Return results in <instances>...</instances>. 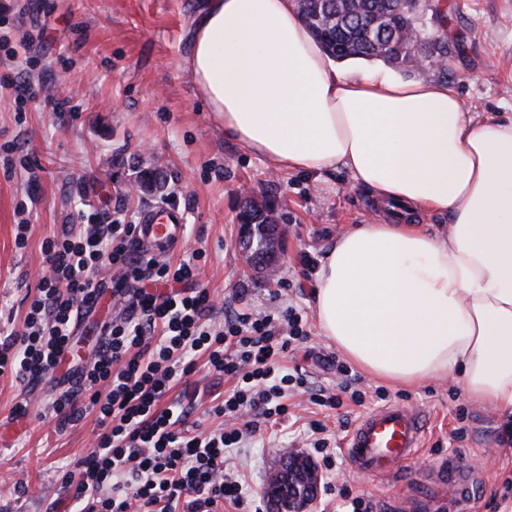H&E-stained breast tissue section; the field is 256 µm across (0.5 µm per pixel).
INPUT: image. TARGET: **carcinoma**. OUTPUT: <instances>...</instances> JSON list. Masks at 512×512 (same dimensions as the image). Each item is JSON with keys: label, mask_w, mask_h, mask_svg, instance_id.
Wrapping results in <instances>:
<instances>
[{"label": "carcinoma", "mask_w": 512, "mask_h": 512, "mask_svg": "<svg viewBox=\"0 0 512 512\" xmlns=\"http://www.w3.org/2000/svg\"><path fill=\"white\" fill-rule=\"evenodd\" d=\"M299 14L338 59H382L412 68L419 47L434 59L448 57V12L427 0H309ZM238 221L250 225L252 252L266 253L269 225L276 223L267 201H245Z\"/></svg>", "instance_id": "obj_1"}]
</instances>
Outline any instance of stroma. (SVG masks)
<instances>
[{
  "label": "stroma",
  "instance_id": "1",
  "mask_svg": "<svg viewBox=\"0 0 512 512\" xmlns=\"http://www.w3.org/2000/svg\"><path fill=\"white\" fill-rule=\"evenodd\" d=\"M448 12V82L478 119L512 115V0H435ZM7 33L13 58L0 57V145L14 142L33 166H0V332L21 327L36 292L41 246L79 213L125 202L129 212L176 197L184 215L182 257L202 250L201 284L219 302L239 309L294 305L307 315L309 338L288 353V367L305 369L314 388H335L328 367L337 356L321 336L313 288L301 259H323L352 224H380L384 216L370 189L336 170L312 176L277 169L224 136L197 98L182 62L189 33L205 0H8ZM40 88L38 101L20 104L24 84ZM66 98L71 109L55 110ZM275 207L281 231L276 278L248 268L237 247L242 186ZM28 224L25 248L15 245L18 224ZM361 404L319 407L291 396L292 425H263L237 452L251 512H269L266 478L284 450L304 451L300 430L313 420L330 439H343L364 413L384 403L415 405L429 417L424 447L399 477L381 480L345 471L352 495L372 512H402L403 500L424 498L428 475L441 462L467 464L474 482L466 502L446 512H498L512 499V446L501 444L496 413L470 401L460 386L431 380L392 386L348 365ZM230 380L197 368L170 399L189 407L199 429L215 428L213 413ZM54 383L25 385L0 377V512H71L67 475L95 443L89 420L56 431L47 409Z\"/></svg>",
  "mask_w": 512,
  "mask_h": 512
}]
</instances>
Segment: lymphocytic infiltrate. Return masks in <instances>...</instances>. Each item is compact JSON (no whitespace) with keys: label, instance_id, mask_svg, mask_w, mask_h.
<instances>
[{"label":"lymphocytic infiltrate","instance_id":"1","mask_svg":"<svg viewBox=\"0 0 512 512\" xmlns=\"http://www.w3.org/2000/svg\"><path fill=\"white\" fill-rule=\"evenodd\" d=\"M43 267L21 329L0 338V376L35 384L64 371L71 386L48 401L57 428L92 418L95 444L69 485L81 512H239L247 502L232 460L263 424L285 420L288 394L306 388L286 353L308 338L295 307L218 310L199 287L200 252L172 262L144 253L135 227L111 214L62 225L42 244ZM109 296L90 359L77 355L74 329ZM233 379L215 407L219 428L191 427L169 400L197 362Z\"/></svg>","mask_w":512,"mask_h":512}]
</instances>
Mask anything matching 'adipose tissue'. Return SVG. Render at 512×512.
<instances>
[{"instance_id":"adipose-tissue-1","label":"adipose tissue","mask_w":512,"mask_h":512,"mask_svg":"<svg viewBox=\"0 0 512 512\" xmlns=\"http://www.w3.org/2000/svg\"><path fill=\"white\" fill-rule=\"evenodd\" d=\"M234 140L292 171L348 172L394 211L315 273L319 330L373 378L444 379L512 430V117L476 121L445 83L341 68L295 0H208L184 60ZM448 216L446 234L421 228Z\"/></svg>"}]
</instances>
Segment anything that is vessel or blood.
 Wrapping results in <instances>:
<instances>
[{
  "label": "vessel or blood",
  "instance_id": "1",
  "mask_svg": "<svg viewBox=\"0 0 512 512\" xmlns=\"http://www.w3.org/2000/svg\"><path fill=\"white\" fill-rule=\"evenodd\" d=\"M183 233V215L175 208L153 205L140 213L136 235L153 254L173 250ZM427 420L417 407L390 403L371 410L352 426L346 451L354 471L376 478L395 477L424 445ZM466 469L453 472L449 483H438L430 494L437 500L452 496L465 500L470 493Z\"/></svg>",
  "mask_w": 512,
  "mask_h": 512
}]
</instances>
